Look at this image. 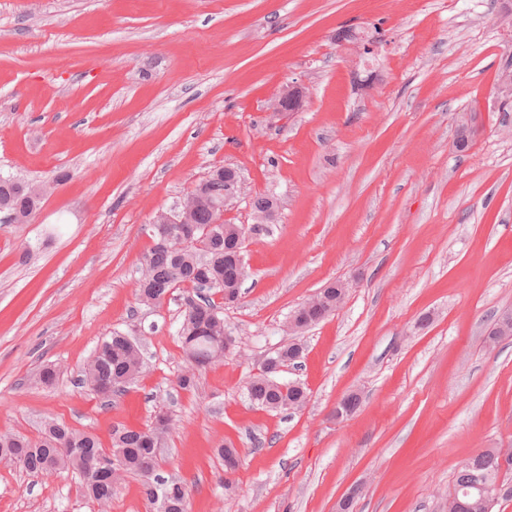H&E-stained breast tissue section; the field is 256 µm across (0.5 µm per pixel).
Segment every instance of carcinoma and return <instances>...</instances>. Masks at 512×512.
Returning a JSON list of instances; mask_svg holds the SVG:
<instances>
[{
  "label": "carcinoma",
  "instance_id": "carcinoma-1",
  "mask_svg": "<svg viewBox=\"0 0 512 512\" xmlns=\"http://www.w3.org/2000/svg\"><path fill=\"white\" fill-rule=\"evenodd\" d=\"M25 185L24 181L0 177V212L11 214L27 207ZM223 187L224 168L219 167L206 180L205 201L191 210L192 223L198 227L196 242L153 238L141 269L137 297L142 304L159 306L179 289L186 300L191 293L206 289L202 284L205 276L225 286L235 284L236 269L230 256L237 248V241L227 231L226 224L216 223L212 209V202L221 197ZM321 298L324 302L304 303L295 313L317 317L336 298V289H324ZM196 301L195 305L187 303L179 329L181 347L191 362V368L179 380V386L185 390L196 386V371L224 358L227 327L221 306L210 297L198 296ZM142 369L138 343L124 333L114 332L102 340L87 362L84 382L109 399L125 391L127 385L140 377ZM246 394L252 405L270 412H285L290 405L299 409L307 399L302 385L281 382L274 372L254 378ZM166 434L168 431L154 427L148 430L115 427L112 446L106 449L95 435L51 419L44 422L36 440L0 432V460L33 474L71 471L82 480L85 495L103 510L112 501L115 485L125 474L134 473L142 477L146 500L157 495L159 503L166 505V512H186L188 492L184 483L173 478L155 480L156 442ZM497 465L491 450L470 458L458 472L454 486L465 507L457 511L450 500L448 512H488L477 484L482 477H494Z\"/></svg>",
  "mask_w": 512,
  "mask_h": 512
}]
</instances>
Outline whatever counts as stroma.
I'll use <instances>...</instances> for the list:
<instances>
[{
  "instance_id": "1",
  "label": "stroma",
  "mask_w": 512,
  "mask_h": 512,
  "mask_svg": "<svg viewBox=\"0 0 512 512\" xmlns=\"http://www.w3.org/2000/svg\"><path fill=\"white\" fill-rule=\"evenodd\" d=\"M512 0H0V176L53 189L25 224L0 216V430L54 418L110 447L114 427L175 423L161 477L188 512H446L461 465L512 444ZM291 85L299 111H268ZM227 165L276 223L246 243L224 322L237 346L198 373L181 292L140 305L151 221ZM333 281L346 298L298 338L290 313ZM135 332L144 372L104 404L79 374ZM308 399L253 407L261 361ZM55 366L53 385L39 383ZM356 392L359 410L336 403ZM233 443L240 465L218 455ZM0 512H98L67 473L0 462Z\"/></svg>"
}]
</instances>
